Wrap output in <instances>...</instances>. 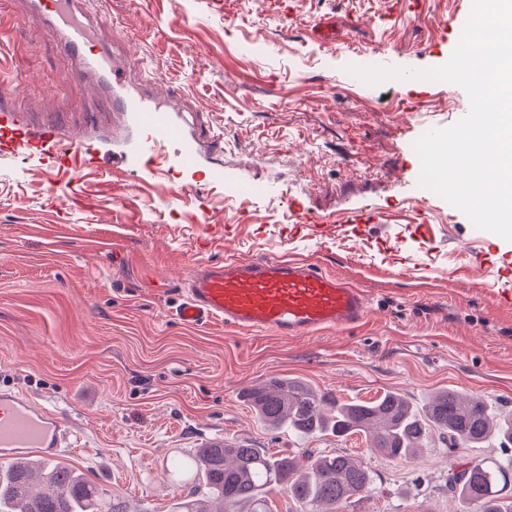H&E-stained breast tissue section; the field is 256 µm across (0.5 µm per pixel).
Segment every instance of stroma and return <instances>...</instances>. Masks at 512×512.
Segmentation results:
<instances>
[{"instance_id": "obj_1", "label": "stroma", "mask_w": 512, "mask_h": 512, "mask_svg": "<svg viewBox=\"0 0 512 512\" xmlns=\"http://www.w3.org/2000/svg\"><path fill=\"white\" fill-rule=\"evenodd\" d=\"M134 59L170 79L188 131L221 134L195 175L144 186L105 175L56 188L20 158L0 162V386L74 426L62 454L129 512H168L188 492L202 441H241L279 458L344 451L372 486L337 512H462L448 492L460 460L507 456L492 440L449 455L434 438L414 455L372 453L364 434L301 439L264 427L243 396L276 376L318 394L417 405L455 388L512 412V242L476 229L439 196L423 197L414 142L469 110L459 86L351 83L353 52L381 67L443 65L468 15L464 0H102ZM195 23L186 27L182 16ZM336 38H317L320 22ZM25 0H0V80L19 85L25 122H62L103 150L125 135L116 112L85 122L90 73L38 36ZM224 168V188L264 197L184 194ZM371 206L374 224L349 216ZM210 211L212 229L194 223ZM326 219L312 234L303 217ZM238 253L303 257L369 297L353 327L282 339L174 312L191 266Z\"/></svg>"}]
</instances>
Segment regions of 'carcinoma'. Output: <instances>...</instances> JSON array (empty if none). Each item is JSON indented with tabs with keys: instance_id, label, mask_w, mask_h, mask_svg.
<instances>
[{
	"instance_id": "cac0c4a2",
	"label": "carcinoma",
	"mask_w": 512,
	"mask_h": 512,
	"mask_svg": "<svg viewBox=\"0 0 512 512\" xmlns=\"http://www.w3.org/2000/svg\"><path fill=\"white\" fill-rule=\"evenodd\" d=\"M245 398L268 427H286L302 437L362 433L372 450L390 458L411 455L436 432L452 452L494 438L502 448L512 445V414L498 415L484 398L454 389L437 392L419 410L393 392L372 401H329L303 381L273 377L246 390ZM192 458L199 486L190 487L171 512H272L267 495L275 487L288 494L294 512H326L372 481L364 463L337 451L307 456L302 469L290 456L272 459L249 444L221 440L194 449ZM508 487L512 455L466 461L448 474V493L465 504L466 512H512V500L503 495ZM0 512L128 510L115 498L101 497L66 463L37 466L25 460L0 469Z\"/></svg>"
}]
</instances>
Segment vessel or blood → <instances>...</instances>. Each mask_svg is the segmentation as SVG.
<instances>
[{"mask_svg":"<svg viewBox=\"0 0 512 512\" xmlns=\"http://www.w3.org/2000/svg\"><path fill=\"white\" fill-rule=\"evenodd\" d=\"M42 19V36L66 56L81 59L97 77L88 117L122 112L137 129L135 146L111 156L85 137L53 123L24 125L12 100L16 90L0 84V160L24 158L46 174L105 173L114 184L128 176L148 181L174 171H194L205 137L189 135L176 120L168 95L128 94L126 61L115 58L112 21L93 0H29ZM175 315L183 324L225 326L280 338L311 336L362 322L369 299L348 279L311 260L288 256L229 257L192 267ZM72 427L63 416L36 406L27 396L0 389V461L31 454L53 459L71 446Z\"/></svg>","mask_w":512,"mask_h":512,"instance_id":"1","label":"vessel or blood"}]
</instances>
